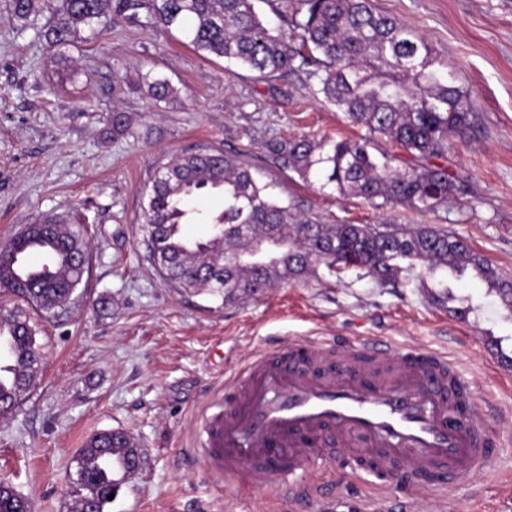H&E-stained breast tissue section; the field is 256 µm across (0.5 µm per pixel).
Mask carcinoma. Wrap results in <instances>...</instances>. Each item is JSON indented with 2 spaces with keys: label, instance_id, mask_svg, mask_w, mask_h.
Here are the masks:
<instances>
[{
  "label": "carcinoma",
  "instance_id": "carcinoma-1",
  "mask_svg": "<svg viewBox=\"0 0 512 512\" xmlns=\"http://www.w3.org/2000/svg\"><path fill=\"white\" fill-rule=\"evenodd\" d=\"M299 41L273 35L252 0H8L16 30L34 28L52 51L93 41L110 27L112 14L129 13L145 28L182 33L201 57L234 61L261 74L301 71L323 100L347 121L366 128L355 139L315 141L306 136L264 144L278 169L307 177L314 166L329 170L342 194L373 207L406 205L435 210L457 194L456 177L437 164L448 154V136L477 120L470 94L454 84L448 64L395 17L372 0H287ZM50 14L40 26L38 18ZM87 33L81 37V33ZM149 96L163 102L178 90L166 79L146 82ZM112 133L130 130L126 113L110 116ZM403 150V158L387 147ZM141 208L144 241L158 273L185 292H205L232 301L242 292L301 279L319 266L336 275L359 270L379 287L402 277L451 268L472 269L512 310V281L459 238L435 227L405 230L394 224H325L280 205L244 161L213 150L176 157L162 165ZM219 193L224 209L201 217L209 234L194 238L185 224L195 196ZM0 289L26 302L45 319L68 307L80 285L75 257L88 251L80 227L44 217L0 248ZM8 328L10 359L0 365V417L11 416L34 382L42 361L35 326L19 310L0 311ZM112 431L96 433L94 445L74 458V512H105L130 466L112 457ZM0 512H32L24 497L0 493Z\"/></svg>",
  "mask_w": 512,
  "mask_h": 512
}]
</instances>
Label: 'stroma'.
Returning <instances> with one entry per match:
<instances>
[{"mask_svg":"<svg viewBox=\"0 0 512 512\" xmlns=\"http://www.w3.org/2000/svg\"><path fill=\"white\" fill-rule=\"evenodd\" d=\"M373 3L448 59L479 115L448 140L447 168L460 190L431 212L377 210L319 172L303 178L272 163L263 144L274 137L361 133L316 98L303 73L265 77L203 58L179 33L123 15L98 42L54 59L34 31L17 33L0 0V243L55 214L84 225L91 255L75 303L46 321L33 316L42 370L14 417L0 421V482L33 512H72L73 458L94 433L115 428L136 438L143 465L107 512H270V491L204 473L200 416L248 361L308 338L445 353L473 385L472 417L496 448L484 473L428 492L421 512H512V310L473 270L438 271L449 285L441 300L413 281L378 287L357 270L331 283L319 268L224 303L164 281L140 230L161 165L245 147L253 172L300 212L328 224L434 226L512 279V0ZM148 75L168 79L178 97L155 103ZM115 109L130 117V134L113 135ZM301 481L335 484V512H359L374 498H417L410 483H377L320 451Z\"/></svg>","mask_w":512,"mask_h":512,"instance_id":"35a3bbf8","label":"stroma"}]
</instances>
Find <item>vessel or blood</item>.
Instances as JSON below:
<instances>
[{
    "label": "vessel or blood",
    "mask_w": 512,
    "mask_h": 512,
    "mask_svg": "<svg viewBox=\"0 0 512 512\" xmlns=\"http://www.w3.org/2000/svg\"><path fill=\"white\" fill-rule=\"evenodd\" d=\"M224 391L202 421L205 468L275 490L281 504L329 512L326 489L293 481L316 448L387 482L410 466L425 486L448 488L483 472L492 453L488 430L460 420L477 403L469 382L432 352L291 342Z\"/></svg>",
    "instance_id": "1"
}]
</instances>
